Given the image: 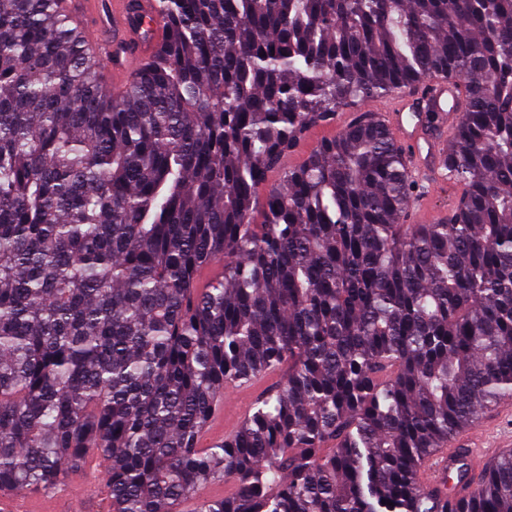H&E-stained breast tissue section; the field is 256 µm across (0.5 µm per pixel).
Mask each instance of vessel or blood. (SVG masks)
Listing matches in <instances>:
<instances>
[{
  "label": "vessel or blood",
  "instance_id": "obj_1",
  "mask_svg": "<svg viewBox=\"0 0 512 512\" xmlns=\"http://www.w3.org/2000/svg\"><path fill=\"white\" fill-rule=\"evenodd\" d=\"M68 8L83 28L88 43L102 54V76L113 91L123 90L163 43V29L153 21L154 0H68ZM137 13L152 19L150 32L135 27L133 16ZM425 95L440 125L451 127L455 121V114L449 107L453 95L451 82L433 78ZM413 104L412 97L400 92L387 98L381 110L399 141L411 147L420 159L434 160L438 143L435 138L423 135L421 121L413 115ZM240 399L235 387L226 389L221 396L214 416L223 424L222 434L234 430L241 414ZM511 447L512 431L497 434L493 439L484 430L465 433L427 458L421 480L427 485L438 483L460 458L473 473H482L503 450ZM57 508L58 503L53 499L0 491V512H56Z\"/></svg>",
  "mask_w": 512,
  "mask_h": 512
}]
</instances>
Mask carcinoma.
<instances>
[{"instance_id": "1", "label": "carcinoma", "mask_w": 512, "mask_h": 512, "mask_svg": "<svg viewBox=\"0 0 512 512\" xmlns=\"http://www.w3.org/2000/svg\"><path fill=\"white\" fill-rule=\"evenodd\" d=\"M61 2L0 0V490L96 455L109 512H512V450L418 476L512 400V0H157L117 94ZM440 72L456 194L412 224L365 105ZM278 380V376H269L264 379L262 383L257 384L252 388H247V390H243L248 398L246 403L247 411L253 400L265 389L274 385ZM240 391L241 389L235 387H229L224 390V395L219 399L218 405L213 414V417L222 421L223 427L219 432L215 433L214 436L222 437L223 435L230 434L234 430L241 414L240 399L243 392L239 393Z\"/></svg>"}]
</instances>
